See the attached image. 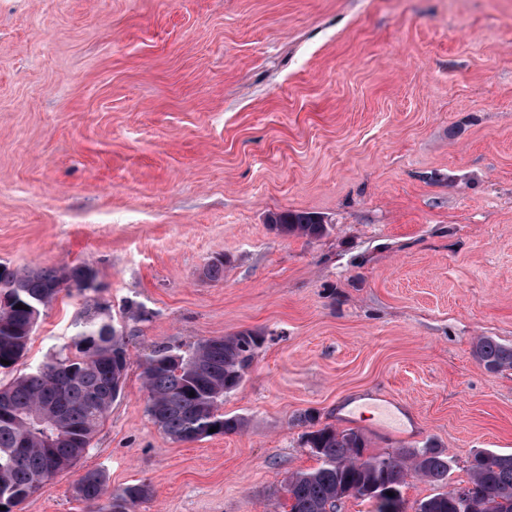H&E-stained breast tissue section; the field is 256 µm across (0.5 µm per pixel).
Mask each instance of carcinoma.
Here are the masks:
<instances>
[{"label": "carcinoma", "instance_id": "1", "mask_svg": "<svg viewBox=\"0 0 512 512\" xmlns=\"http://www.w3.org/2000/svg\"><path fill=\"white\" fill-rule=\"evenodd\" d=\"M265 223L284 236L317 239L326 232L322 219L305 211L267 214ZM85 264L14 270L0 264V369L25 355L43 308L57 298L56 285H79ZM24 308L18 309L16 305ZM72 346L51 361L0 383V507L3 512L40 491L55 473L52 460L79 462L120 395L130 356L124 327L114 323L109 305L86 304L74 322ZM261 337L251 331L199 341L187 349L157 346L142 370L148 392L146 411L170 438L192 442L216 433H235L243 420L220 412L224 394L238 388ZM477 362L489 372L512 369V345L490 337L474 347ZM8 364L1 363V360ZM304 445L321 460L311 471L288 478L289 512H330L350 488L370 490L375 512H405L401 489L412 472L443 488L422 501L417 512H512V454L492 450L469 462L466 485L448 487L451 458L435 445L387 456H367L357 431L317 426L307 414ZM389 490L390 497L384 494ZM93 512H135L153 496L145 482L107 491L105 474L88 470L74 487Z\"/></svg>", "mask_w": 512, "mask_h": 512}]
</instances>
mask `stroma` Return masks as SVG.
Wrapping results in <instances>:
<instances>
[{
  "label": "stroma",
  "instance_id": "obj_1",
  "mask_svg": "<svg viewBox=\"0 0 512 512\" xmlns=\"http://www.w3.org/2000/svg\"><path fill=\"white\" fill-rule=\"evenodd\" d=\"M280 211L329 231L278 235ZM80 262L132 363L89 452L14 512H89L88 469L149 482L136 512H287L310 411L371 455L436 445L452 484L512 454V369L472 354L512 345V0H0V264ZM88 297L61 292L0 379ZM245 330L221 406L245 428L169 438L139 357ZM473 355L489 372L512 369V345L499 343L490 337H481L475 344Z\"/></svg>",
  "mask_w": 512,
  "mask_h": 512
}]
</instances>
